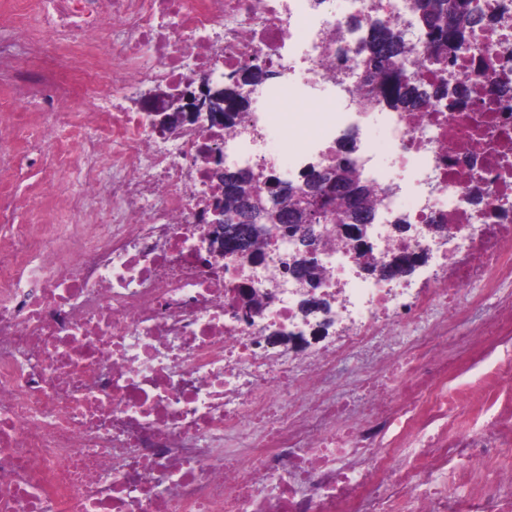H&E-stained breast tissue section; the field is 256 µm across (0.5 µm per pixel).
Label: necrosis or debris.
<instances>
[{"mask_svg":"<svg viewBox=\"0 0 512 512\" xmlns=\"http://www.w3.org/2000/svg\"><path fill=\"white\" fill-rule=\"evenodd\" d=\"M478 2L453 66L469 100L401 112L366 101L334 34L400 24L411 0H10L0 80L42 110L24 135L0 100V171L33 155L44 218L19 223L0 183V512H512V0ZM253 59L268 76L248 127L151 125L142 89ZM285 96L312 105L314 137L276 125ZM352 132L373 247L327 242L331 340L292 353L275 334L309 318L286 285L294 242L241 271L207 253L210 157L261 183L254 151L276 139L296 179ZM421 256L451 274L415 293L386 271ZM254 288L271 301L248 317Z\"/></svg>","mask_w":512,"mask_h":512,"instance_id":"4bbe7bcc","label":"necrosis or debris"}]
</instances>
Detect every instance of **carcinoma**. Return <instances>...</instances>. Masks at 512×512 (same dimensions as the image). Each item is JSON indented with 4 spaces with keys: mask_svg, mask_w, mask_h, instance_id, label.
<instances>
[{
    "mask_svg": "<svg viewBox=\"0 0 512 512\" xmlns=\"http://www.w3.org/2000/svg\"><path fill=\"white\" fill-rule=\"evenodd\" d=\"M412 11L415 18L422 19L430 62L442 69L451 66L468 48V29L482 21L476 0H413ZM408 51L406 35L383 22L373 24L359 38L363 67L377 81V98L404 112L416 110L420 100L430 93L404 70L403 58ZM258 190L260 187L249 177L224 175V214L237 212L241 196ZM263 194L279 198L280 207L288 211V220L282 226L291 230L301 207L293 188L269 185ZM374 206L372 192L361 182L356 169L349 163L336 165V183L325 192V216L341 214L355 224H365Z\"/></svg>",
    "mask_w": 512,
    "mask_h": 512,
    "instance_id": "cac0c4a2",
    "label": "carcinoma"
}]
</instances>
